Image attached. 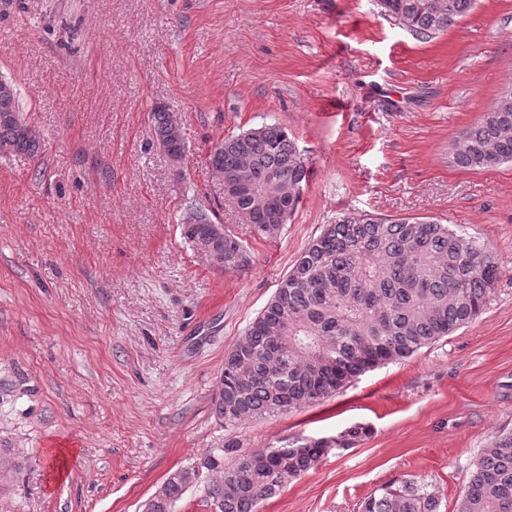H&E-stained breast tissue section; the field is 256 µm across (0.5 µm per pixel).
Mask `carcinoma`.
<instances>
[{
	"instance_id": "cac0c4a2",
	"label": "carcinoma",
	"mask_w": 512,
	"mask_h": 512,
	"mask_svg": "<svg viewBox=\"0 0 512 512\" xmlns=\"http://www.w3.org/2000/svg\"><path fill=\"white\" fill-rule=\"evenodd\" d=\"M380 0L385 15L427 39L471 11L475 0ZM156 144L167 156L187 151L162 107L151 112ZM454 164L480 170L512 162V104L496 99L459 137ZM40 141L24 113L20 93L0 80V153L38 155ZM211 167L224 184L246 190L237 211L258 239L280 235L307 184L306 166L283 126L264 124L224 137L211 149ZM184 220L189 244L208 237L209 252L231 271L249 264L236 237L208 235L213 221L198 209ZM501 274L497 257L447 224L421 218L385 219L345 213L328 224L296 257L243 340L224 358L212 398L226 426L271 413L298 410L341 389L383 361L407 358L474 321ZM368 434L360 425L334 442L347 446ZM319 439L242 452L235 439L171 473L146 512H167L210 475L204 502L217 496L221 512H257V506L312 469L328 452ZM233 463L226 464V458ZM435 492L412 479L393 482L361 502L360 512H439ZM457 512H512V431L495 435L475 460Z\"/></svg>"
}]
</instances>
